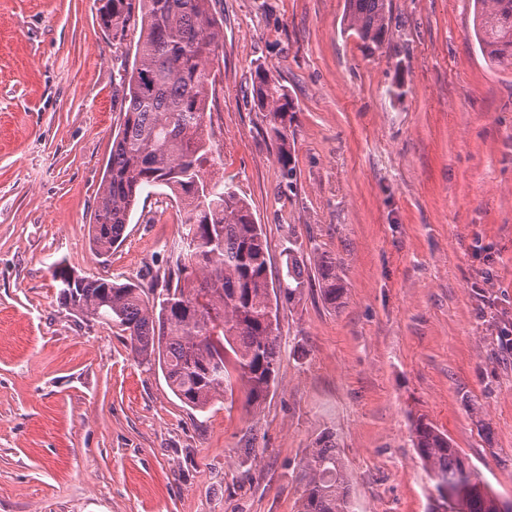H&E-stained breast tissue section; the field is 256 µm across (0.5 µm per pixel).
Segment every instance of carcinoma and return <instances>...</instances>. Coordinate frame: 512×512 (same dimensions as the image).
<instances>
[{"mask_svg":"<svg viewBox=\"0 0 512 512\" xmlns=\"http://www.w3.org/2000/svg\"><path fill=\"white\" fill-rule=\"evenodd\" d=\"M347 28L370 48L389 31L388 0H346ZM102 27L117 37L140 17L133 61L114 79L128 103L112 139L90 225L102 253L119 242L140 197L165 187L180 201L183 233L176 269L159 288L83 276L64 265L53 272L60 303L75 315L126 334L137 359L158 365L180 402L203 410L234 393L254 411L274 384L279 348L277 310L270 299L268 247L248 202L215 167L207 132L210 66L223 45L211 0H97ZM474 33L492 63L512 67V0H474ZM252 100L266 113L286 185L296 168L289 128L295 109L274 71L255 73ZM322 297L336 303V263H319ZM303 256L288 249L279 294L295 299L304 287ZM412 446L433 492L432 512L461 502L465 512H489L491 496L471 476L448 434L422 417L412 423ZM297 512H353L350 478L333 433L317 436L302 469Z\"/></svg>","mask_w":512,"mask_h":512,"instance_id":"1","label":"carcinoma"}]
</instances>
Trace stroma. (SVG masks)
Here are the masks:
<instances>
[{"label": "stroma", "instance_id": "stroma-1", "mask_svg": "<svg viewBox=\"0 0 512 512\" xmlns=\"http://www.w3.org/2000/svg\"><path fill=\"white\" fill-rule=\"evenodd\" d=\"M345 4L212 0L224 178L263 228L271 286L288 244L309 259L253 413L239 392L183 405L120 330L58 303L60 264L162 282L183 214L156 188L111 252L90 240L137 21L115 39L95 0H0V512H296L326 430L355 512H428L420 416L512 502V70L481 54L470 0H390L374 52ZM260 65L295 104L290 186L252 101ZM321 258L340 277L332 306Z\"/></svg>", "mask_w": 512, "mask_h": 512}]
</instances>
